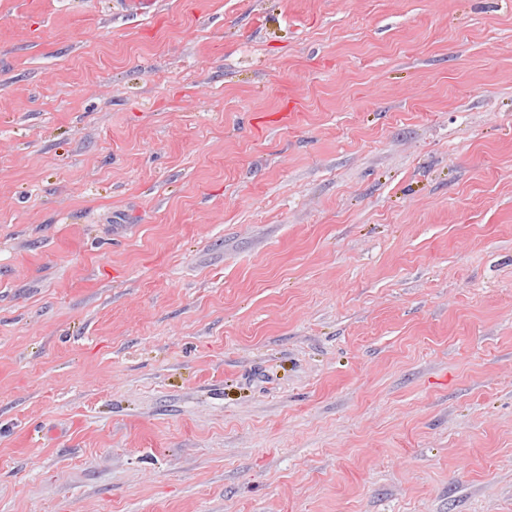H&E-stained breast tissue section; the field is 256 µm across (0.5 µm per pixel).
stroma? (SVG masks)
<instances>
[{
	"instance_id": "obj_1",
	"label": "stroma",
	"mask_w": 512,
	"mask_h": 512,
	"mask_svg": "<svg viewBox=\"0 0 512 512\" xmlns=\"http://www.w3.org/2000/svg\"><path fill=\"white\" fill-rule=\"evenodd\" d=\"M0 512H512V0H0Z\"/></svg>"
}]
</instances>
